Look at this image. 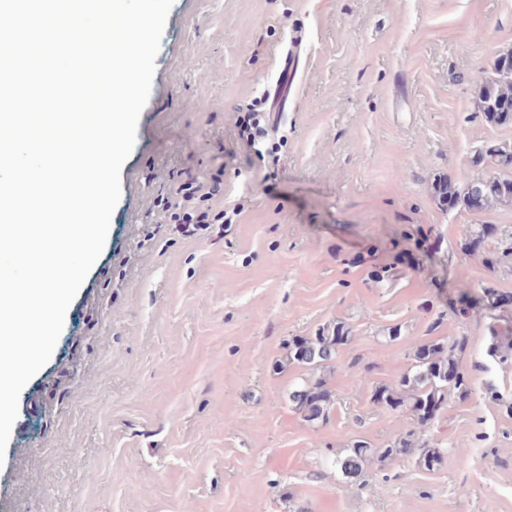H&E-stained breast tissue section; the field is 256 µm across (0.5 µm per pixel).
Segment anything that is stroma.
<instances>
[{"label": "stroma", "instance_id": "1", "mask_svg": "<svg viewBox=\"0 0 512 512\" xmlns=\"http://www.w3.org/2000/svg\"><path fill=\"white\" fill-rule=\"evenodd\" d=\"M511 52L512 0H174L104 249L19 398L8 512H512V363L483 302L512 295V202L438 193L506 176L488 150L512 121L477 101ZM259 103L264 157L237 129ZM219 169L232 223L184 236L172 186ZM336 320L333 363L277 368ZM460 336L469 391L438 419L371 402L418 345ZM318 380L333 401L309 422L289 394ZM411 430L444 449L434 469L341 471ZM490 337H491V350L495 357H499V361L507 362L509 355L512 356V332L511 329L502 331L496 329L495 326H489ZM502 354V355H498Z\"/></svg>", "mask_w": 512, "mask_h": 512}]
</instances>
